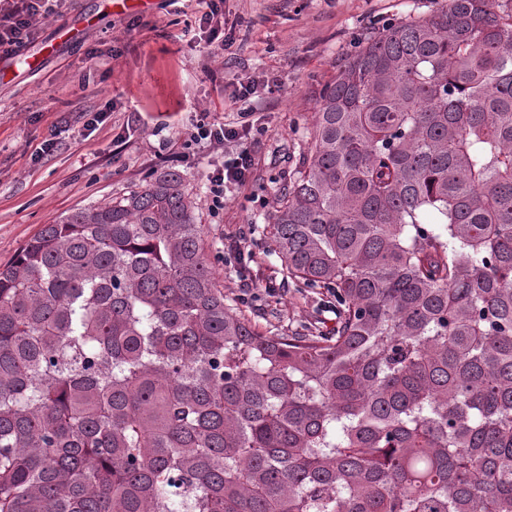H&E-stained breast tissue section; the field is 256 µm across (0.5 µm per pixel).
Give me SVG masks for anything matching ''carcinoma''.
<instances>
[{"mask_svg":"<svg viewBox=\"0 0 512 512\" xmlns=\"http://www.w3.org/2000/svg\"><path fill=\"white\" fill-rule=\"evenodd\" d=\"M184 175L0 267V512H512V0H446L317 100L264 231L336 324L225 302Z\"/></svg>","mask_w":512,"mask_h":512,"instance_id":"1","label":"carcinoma"}]
</instances>
